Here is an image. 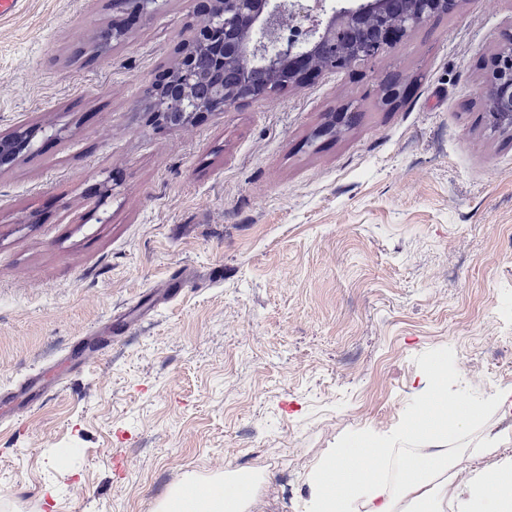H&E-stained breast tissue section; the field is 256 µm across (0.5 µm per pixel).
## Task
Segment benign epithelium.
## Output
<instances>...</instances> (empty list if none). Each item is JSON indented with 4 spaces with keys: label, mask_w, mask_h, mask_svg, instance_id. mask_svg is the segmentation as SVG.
I'll list each match as a JSON object with an SVG mask.
<instances>
[{
    "label": "benign epithelium",
    "mask_w": 512,
    "mask_h": 512,
    "mask_svg": "<svg viewBox=\"0 0 512 512\" xmlns=\"http://www.w3.org/2000/svg\"><path fill=\"white\" fill-rule=\"evenodd\" d=\"M391 0H334L325 25L302 0H199L202 23L191 30L174 63L152 86L160 97L145 110L157 128L189 125L202 115L262 98L239 81L248 67L272 74L265 94L281 92V70L290 79L309 74L335 73L368 65L388 54L407 32L425 26L442 14L445 0H406L407 11L398 21L388 17ZM159 0H112V11L132 17L150 16ZM307 23L302 39L284 42V19ZM489 125L512 132V29L502 35L483 86ZM356 113L340 110L317 127L315 140L328 138L354 122ZM31 131L17 127L0 137V169L12 166L19 154L34 147Z\"/></svg>",
    "instance_id": "1"
}]
</instances>
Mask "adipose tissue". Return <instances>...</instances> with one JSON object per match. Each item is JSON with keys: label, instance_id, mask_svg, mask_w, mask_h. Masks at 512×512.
I'll use <instances>...</instances> for the list:
<instances>
[{"label": "adipose tissue", "instance_id": "adipose-tissue-1", "mask_svg": "<svg viewBox=\"0 0 512 512\" xmlns=\"http://www.w3.org/2000/svg\"><path fill=\"white\" fill-rule=\"evenodd\" d=\"M481 419L439 363L423 373L416 407L389 433L373 429L341 440L308 470L303 512H512V461L461 475L450 435ZM224 492L223 476L206 492L172 487L155 512H249Z\"/></svg>", "mask_w": 512, "mask_h": 512}]
</instances>
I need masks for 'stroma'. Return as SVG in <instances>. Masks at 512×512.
<instances>
[{
    "mask_svg": "<svg viewBox=\"0 0 512 512\" xmlns=\"http://www.w3.org/2000/svg\"><path fill=\"white\" fill-rule=\"evenodd\" d=\"M113 19L112 0L0 18V133L37 145L0 172V392L112 340L5 407L0 512H154L186 474L225 471L259 512H302L308 467L393 430L437 358L483 412L451 440L461 466L512 455L475 453L512 437L490 403L512 387V135L482 98L512 0H459L371 66L164 130L140 100L196 0L99 47ZM391 73L409 90L387 109ZM348 103L356 124L311 142Z\"/></svg>",
    "mask_w": 512,
    "mask_h": 512,
    "instance_id": "stroma-1",
    "label": "stroma"
}]
</instances>
